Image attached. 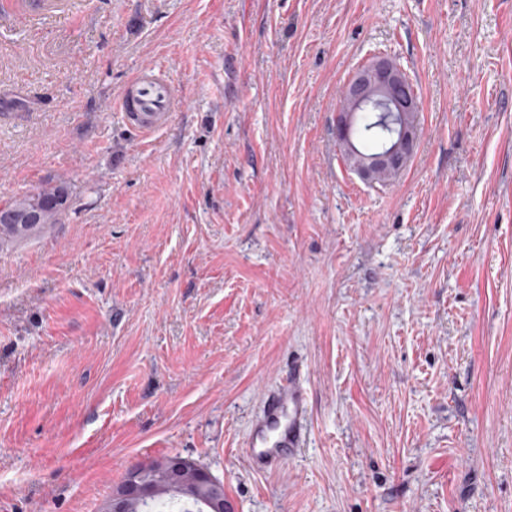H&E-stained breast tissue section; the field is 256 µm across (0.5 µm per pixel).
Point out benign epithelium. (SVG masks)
I'll use <instances>...</instances> for the list:
<instances>
[{
  "mask_svg": "<svg viewBox=\"0 0 512 512\" xmlns=\"http://www.w3.org/2000/svg\"><path fill=\"white\" fill-rule=\"evenodd\" d=\"M407 81L401 65L380 57L357 69L344 88L345 107L337 109L336 115V126L342 129L339 141L349 166L364 180H374L383 170L404 168L417 147V128L396 121L392 140L376 153L364 155L356 150L350 137L354 112L370 101L381 103L385 111L396 112L401 117L417 112L416 98L401 93ZM12 216L15 223L23 227L31 224L37 229L41 224V215L36 208L14 212ZM190 464L191 460L180 455L160 462L138 463L112 488L100 512H130L134 507L147 508L157 501L162 492L187 503L204 500L210 512H234L230 501L224 498V482L206 469H190Z\"/></svg>",
  "mask_w": 512,
  "mask_h": 512,
  "instance_id": "1",
  "label": "benign epithelium"
}]
</instances>
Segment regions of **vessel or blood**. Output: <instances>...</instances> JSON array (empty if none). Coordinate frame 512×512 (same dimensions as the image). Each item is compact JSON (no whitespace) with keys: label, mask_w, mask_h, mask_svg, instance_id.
<instances>
[{"label":"vessel or blood","mask_w":512,"mask_h":512,"mask_svg":"<svg viewBox=\"0 0 512 512\" xmlns=\"http://www.w3.org/2000/svg\"><path fill=\"white\" fill-rule=\"evenodd\" d=\"M183 106L171 84L154 68H141L119 100V109L136 129H161ZM309 430V400L294 380L267 390L263 410L250 426L248 462L257 472L283 468L303 447Z\"/></svg>","instance_id":"b4317fda"}]
</instances>
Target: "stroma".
I'll return each instance as SVG.
<instances>
[{
    "label": "stroma",
    "instance_id": "obj_1",
    "mask_svg": "<svg viewBox=\"0 0 512 512\" xmlns=\"http://www.w3.org/2000/svg\"><path fill=\"white\" fill-rule=\"evenodd\" d=\"M387 57L419 97L389 185L336 108ZM184 106L140 134L138 68ZM0 512H99L178 454L237 512H512V0H58L0 19ZM309 436L247 460L266 390ZM61 195H65V206L55 207L52 203ZM69 192L67 186L63 183L48 184L47 186L39 189L36 192L25 193L15 196L4 203L14 210H24L28 208L39 207L42 213V222L46 225L61 223L63 215L68 209ZM15 218L14 222H5L0 218V244L9 242H18L29 239L34 232H23L22 229L17 227L21 224L22 227L33 224V228L38 229L41 222V215L37 208L30 209L26 212H10ZM17 223V224H16ZM45 225V226H46ZM309 430V400L302 385L289 380L263 397L262 412L251 421L248 462L257 472L283 468L303 447Z\"/></svg>",
    "mask_w": 512,
    "mask_h": 512
}]
</instances>
